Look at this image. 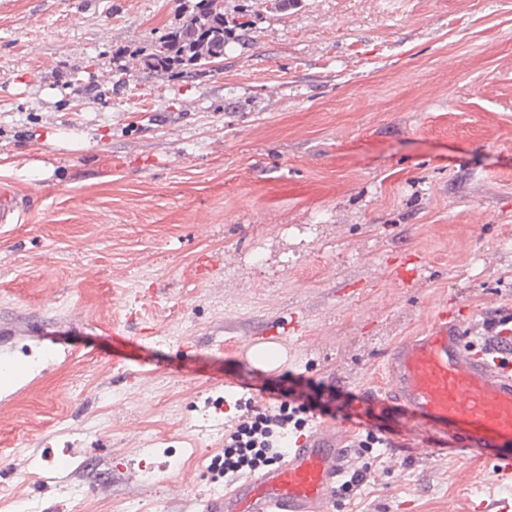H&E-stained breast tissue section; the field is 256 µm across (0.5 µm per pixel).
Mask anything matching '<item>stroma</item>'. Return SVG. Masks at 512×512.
Returning <instances> with one entry per match:
<instances>
[{
	"label": "stroma",
	"mask_w": 512,
	"mask_h": 512,
	"mask_svg": "<svg viewBox=\"0 0 512 512\" xmlns=\"http://www.w3.org/2000/svg\"><path fill=\"white\" fill-rule=\"evenodd\" d=\"M195 2L0 0V495L32 512H205L237 399L336 409L441 307L512 317V0H224L221 70L143 71ZM399 422L330 512L512 499Z\"/></svg>",
	"instance_id": "stroma-1"
}]
</instances>
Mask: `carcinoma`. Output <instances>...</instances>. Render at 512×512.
Returning a JSON list of instances; mask_svg holds the SVG:
<instances>
[{
  "mask_svg": "<svg viewBox=\"0 0 512 512\" xmlns=\"http://www.w3.org/2000/svg\"><path fill=\"white\" fill-rule=\"evenodd\" d=\"M248 26L237 16L224 14L217 0H198L182 25L161 34L140 51L143 69L153 72L205 73L224 58V48Z\"/></svg>",
  "mask_w": 512,
  "mask_h": 512,
  "instance_id": "carcinoma-1",
  "label": "carcinoma"
}]
</instances>
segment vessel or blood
<instances>
[{
    "instance_id": "1",
    "label": "vessel or blood",
    "mask_w": 512,
    "mask_h": 512,
    "mask_svg": "<svg viewBox=\"0 0 512 512\" xmlns=\"http://www.w3.org/2000/svg\"><path fill=\"white\" fill-rule=\"evenodd\" d=\"M387 389L370 393L368 412L402 410V433L431 428L493 479L512 477V340L489 348L469 340L455 313L441 310L427 335L391 347ZM343 443L324 425L301 437L276 466L241 479L210 501L207 512H327L343 474Z\"/></svg>"
}]
</instances>
